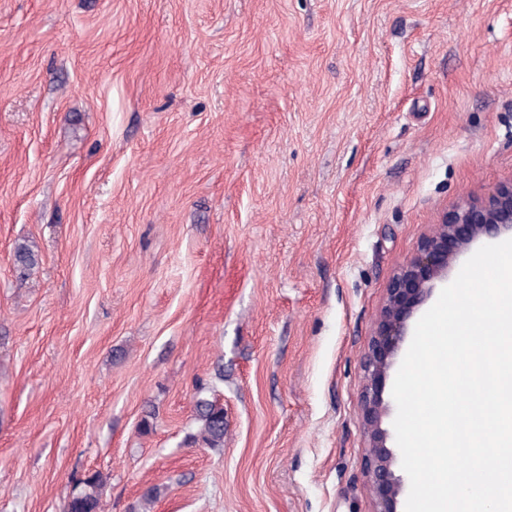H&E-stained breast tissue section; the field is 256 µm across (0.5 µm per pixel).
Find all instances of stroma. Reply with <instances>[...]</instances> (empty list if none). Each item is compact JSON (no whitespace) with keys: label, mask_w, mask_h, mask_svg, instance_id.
I'll return each instance as SVG.
<instances>
[{"label":"stroma","mask_w":512,"mask_h":512,"mask_svg":"<svg viewBox=\"0 0 512 512\" xmlns=\"http://www.w3.org/2000/svg\"><path fill=\"white\" fill-rule=\"evenodd\" d=\"M511 178L512 0H0V512H372L386 288ZM205 388L197 390L195 401V429L188 434L190 445L203 448H220L224 445V407L210 399ZM106 485L103 476L94 472L80 479L65 501L62 512H104Z\"/></svg>","instance_id":"obj_1"}]
</instances>
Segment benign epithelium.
<instances>
[{"label":"benign epithelium","instance_id":"1","mask_svg":"<svg viewBox=\"0 0 512 512\" xmlns=\"http://www.w3.org/2000/svg\"><path fill=\"white\" fill-rule=\"evenodd\" d=\"M512 235V180L483 198L468 199L444 217L393 275L363 359L360 410L366 436L361 467L368 477L373 512H398L404 481L395 469L386 427V381L409 336L412 320L434 291L448 284L460 258L482 241Z\"/></svg>","mask_w":512,"mask_h":512}]
</instances>
